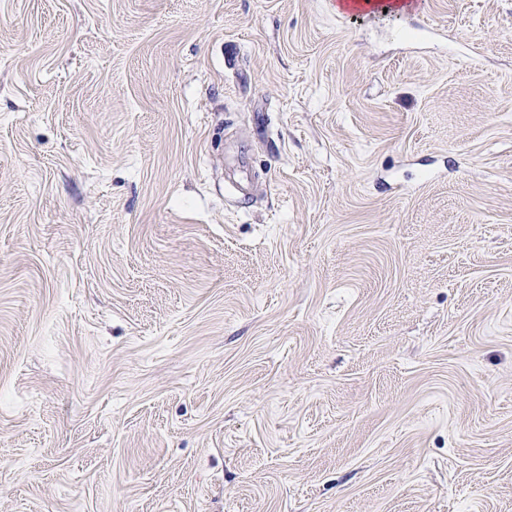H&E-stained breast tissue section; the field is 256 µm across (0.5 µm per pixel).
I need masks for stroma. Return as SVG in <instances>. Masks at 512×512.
Segmentation results:
<instances>
[{
    "label": "stroma",
    "instance_id": "obj_1",
    "mask_svg": "<svg viewBox=\"0 0 512 512\" xmlns=\"http://www.w3.org/2000/svg\"><path fill=\"white\" fill-rule=\"evenodd\" d=\"M0 512H512V0H0Z\"/></svg>",
    "mask_w": 512,
    "mask_h": 512
}]
</instances>
